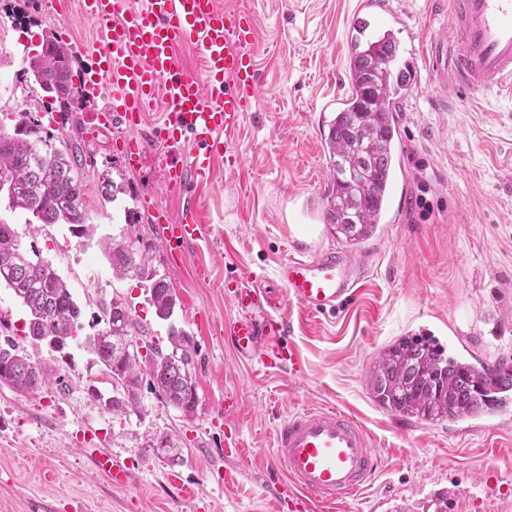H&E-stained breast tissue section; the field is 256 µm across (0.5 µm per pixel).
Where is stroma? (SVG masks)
Wrapping results in <instances>:
<instances>
[{"instance_id": "1", "label": "stroma", "mask_w": 512, "mask_h": 512, "mask_svg": "<svg viewBox=\"0 0 512 512\" xmlns=\"http://www.w3.org/2000/svg\"><path fill=\"white\" fill-rule=\"evenodd\" d=\"M256 21L252 52L259 96L234 142L236 171L216 162L201 199L210 231L171 264L152 208L177 212L152 166L131 171L117 157L113 130H90L84 106L67 123L58 103L27 72L45 33L69 45L100 42L103 30L79 0H0V128L20 111L45 133L89 153L84 200L96 231L74 237L67 225L29 230L25 214L0 205L22 247H35L68 284L83 310V328L65 352L27 336L28 313L0 286V339L50 365L54 382L29 396L0 385V512H277L270 478L278 418L311 405L353 413L374 438L380 468L342 512H426L434 494L460 488L452 512H512V391L503 404L455 421H396L373 400L368 371L380 351L420 327L440 343L456 340L455 356L512 361V100L444 96L422 74L399 102L395 189L388 224L370 239L375 252L356 297L333 314L304 317L294 304L290 337L302 371L262 372L224 343L220 325L231 313L224 280L242 273L272 277L288 257V209L323 206L330 183L323 148L337 99L348 91L346 34L357 0H220ZM403 13L394 36L401 59L419 58L447 27L436 0H387ZM151 194L152 208L141 203ZM136 223H129V216ZM139 237L148 266L176 290L171 321L158 319L136 277L116 278L100 248L104 239ZM126 302L147 336L168 347V329L186 330L198 348L197 404L184 415L148 383L137 410L106 409L114 392L86 346L93 323L111 299ZM242 400L224 415V395ZM237 433L244 452L228 457L224 440ZM131 472L113 484L98 454Z\"/></svg>"}]
</instances>
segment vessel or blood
<instances>
[{
  "label": "vessel or blood",
  "instance_id": "1",
  "mask_svg": "<svg viewBox=\"0 0 512 512\" xmlns=\"http://www.w3.org/2000/svg\"><path fill=\"white\" fill-rule=\"evenodd\" d=\"M81 10L104 27L101 43L87 47L98 67L77 80L92 107V128L117 130L122 165L139 168L147 154L167 191L183 196L178 215L159 210L155 218L175 258L200 239L207 227L185 192L207 184L214 163L239 132L258 87L250 50L256 23L225 10L219 0H80ZM357 14L403 16L383 0H359ZM197 47L201 73L188 72L178 47ZM429 73L441 91L469 97L490 91L512 93V0H448V35L431 42L422 69L409 70L419 83ZM105 108H95L98 97ZM163 107L161 121L143 133L147 114ZM307 226L290 240V254L272 281L225 280L232 313L224 340L238 357L265 370H300L290 343L293 322L283 302L307 315L333 313L354 299L367 275L370 254L339 246L325 248ZM381 459L368 430L333 406L309 407L281 418L274 432L273 492L280 512H317L359 495L377 473Z\"/></svg>",
  "mask_w": 512,
  "mask_h": 512
}]
</instances>
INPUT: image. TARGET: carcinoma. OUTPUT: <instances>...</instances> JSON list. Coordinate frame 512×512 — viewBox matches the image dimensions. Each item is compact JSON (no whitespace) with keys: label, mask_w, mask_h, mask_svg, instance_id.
Masks as SVG:
<instances>
[{"label":"carcinoma","mask_w":512,"mask_h":512,"mask_svg":"<svg viewBox=\"0 0 512 512\" xmlns=\"http://www.w3.org/2000/svg\"><path fill=\"white\" fill-rule=\"evenodd\" d=\"M396 53L392 34L367 39L364 53L349 62L348 92L325 137L331 171L327 218L336 234L352 245L369 240L380 227L379 195L386 171L394 170L387 114L406 86L403 73L393 67ZM73 62L72 49L52 33L45 36L41 53L29 60L36 83L57 87L54 100L65 110L80 98ZM85 165V154L78 146L59 149L55 137L43 133L27 111L20 113L13 133L0 130V180L12 182L8 208L28 214V224H67L73 236H91L93 225L84 205ZM139 243L130 236L111 243L107 255L112 270L120 277L130 275L148 282L149 303L158 319L168 321L174 315L177 294L145 266ZM5 256L11 262H0V284L11 288L27 308L29 337L49 343L55 351L63 350L82 327L80 305L51 263L32 260L21 248L16 230L0 220V259ZM121 307L116 299L104 305L98 319L102 327L88 337L110 384L126 396L112 400V410L137 408V390L147 375L162 400L191 415L197 404L196 382L185 383L184 369L197 370V352L190 335L172 326L169 347L158 349L155 365L131 359L120 337L140 336L143 330L130 311H119ZM50 377L45 366L20 353L12 340L0 344L1 385L30 394L47 385ZM369 383L375 401L384 409L439 422L450 416L469 417L496 405V394L512 388V372L490 381L454 363L434 339L401 336L381 351Z\"/></svg>","instance_id":"obj_1"}]
</instances>
